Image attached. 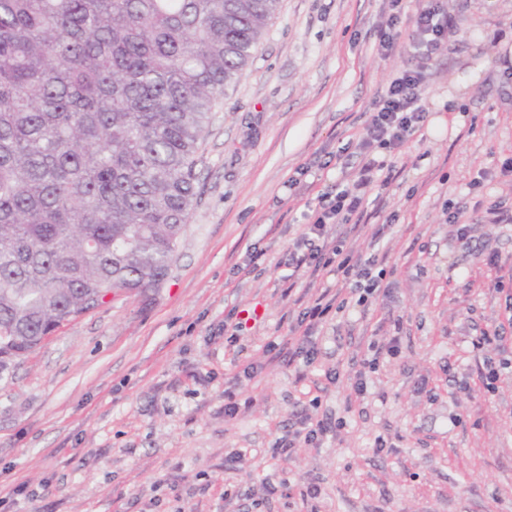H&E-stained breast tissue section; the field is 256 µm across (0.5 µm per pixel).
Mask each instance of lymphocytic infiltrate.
Listing matches in <instances>:
<instances>
[{
    "mask_svg": "<svg viewBox=\"0 0 512 512\" xmlns=\"http://www.w3.org/2000/svg\"><path fill=\"white\" fill-rule=\"evenodd\" d=\"M389 6V24L377 36L378 57L387 58L395 51L402 27L409 21L413 24L414 50L420 64L416 69L397 74L375 101L365 136L358 145L362 166L356 180L351 187L320 194L319 210L309 216L305 233L285 255L286 264L294 271L309 269L332 278L305 311L304 318L309 322L323 318L337 302L338 291L348 283L361 284L368 295L379 286V277L372 274L376 257L340 256L329 230L332 225L349 223L359 211L367 189L380 186L379 176L385 164L374 157L372 147L399 148L424 125L428 114V64L445 48L448 16L442 0H423L411 19L404 13L403 0H389Z\"/></svg>",
    "mask_w": 512,
    "mask_h": 512,
    "instance_id": "f902f5d3",
    "label": "lymphocytic infiltrate"
}]
</instances>
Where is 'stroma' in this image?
Returning <instances> with one entry per match:
<instances>
[{
  "mask_svg": "<svg viewBox=\"0 0 512 512\" xmlns=\"http://www.w3.org/2000/svg\"><path fill=\"white\" fill-rule=\"evenodd\" d=\"M444 8L425 126L378 151L388 185L332 230L367 257L392 222L377 248L386 292L363 306L350 294L314 328V364L289 361L305 306L281 258L342 164L357 166L344 146L374 101L418 59L405 38L376 56L387 0H280L213 114L168 278L110 294L0 380V496L18 512H512V367L487 391L499 354L472 345L505 312L476 252L512 267V223L477 224L464 248L447 220L458 202L512 206V0ZM232 308L261 316L234 343ZM305 416L341 426L273 455ZM309 483L320 498L302 499Z\"/></svg>",
  "mask_w": 512,
  "mask_h": 512,
  "instance_id": "35a3bbf8",
  "label": "stroma"
}]
</instances>
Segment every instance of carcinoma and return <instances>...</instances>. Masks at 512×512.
<instances>
[{"mask_svg": "<svg viewBox=\"0 0 512 512\" xmlns=\"http://www.w3.org/2000/svg\"><path fill=\"white\" fill-rule=\"evenodd\" d=\"M280 0H0V378L166 280L224 86Z\"/></svg>", "mask_w": 512, "mask_h": 512, "instance_id": "obj_1", "label": "carcinoma"}]
</instances>
